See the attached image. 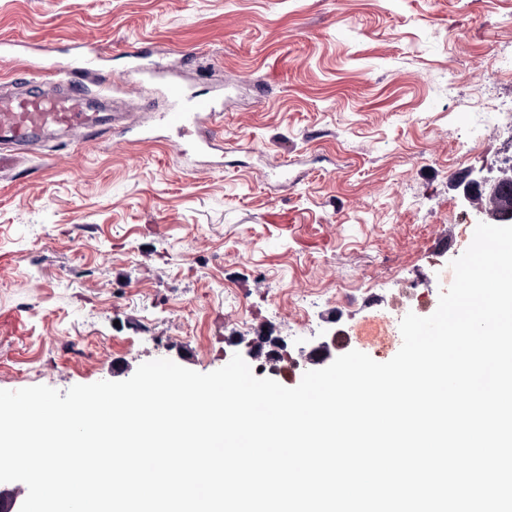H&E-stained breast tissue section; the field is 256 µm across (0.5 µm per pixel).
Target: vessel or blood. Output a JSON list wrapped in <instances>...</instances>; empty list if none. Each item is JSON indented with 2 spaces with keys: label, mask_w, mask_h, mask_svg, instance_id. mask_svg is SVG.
I'll return each mask as SVG.
<instances>
[{
  "label": "vessel or blood",
  "mask_w": 512,
  "mask_h": 512,
  "mask_svg": "<svg viewBox=\"0 0 512 512\" xmlns=\"http://www.w3.org/2000/svg\"><path fill=\"white\" fill-rule=\"evenodd\" d=\"M95 66L92 56L68 68L42 58L30 63L29 77L12 79L7 87H0V170L12 163L15 154L45 141L54 131H65L74 138L105 129L109 120L94 110L92 91L84 81ZM46 77L55 79V93L43 91ZM168 93L173 105L160 116L167 127L199 135L217 114L212 97L186 94L175 83L169 85Z\"/></svg>",
  "instance_id": "1"
}]
</instances>
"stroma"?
Instances as JSON below:
<instances>
[{"label": "stroma", "instance_id": "1", "mask_svg": "<svg viewBox=\"0 0 512 512\" xmlns=\"http://www.w3.org/2000/svg\"><path fill=\"white\" fill-rule=\"evenodd\" d=\"M0 79L97 55L130 142L56 136L0 173V390L123 381L161 357L230 354L272 377L333 356L392 359L378 313L438 306L471 244L457 186L512 167V115L476 145L481 92L512 99V0H0ZM162 63L224 91L218 147L159 126Z\"/></svg>", "mask_w": 512, "mask_h": 512}]
</instances>
